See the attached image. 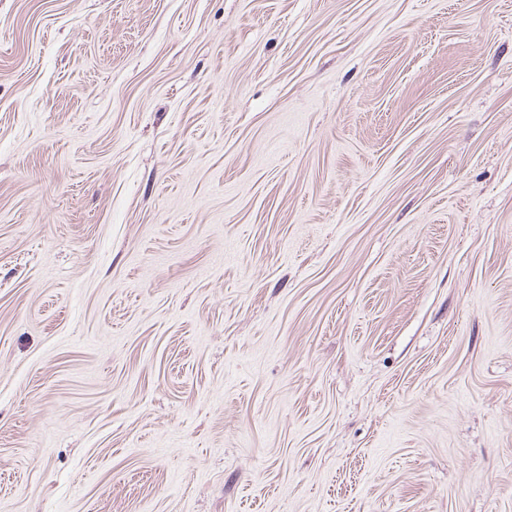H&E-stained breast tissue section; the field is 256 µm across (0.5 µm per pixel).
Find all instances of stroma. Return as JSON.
I'll return each instance as SVG.
<instances>
[{
    "mask_svg": "<svg viewBox=\"0 0 512 512\" xmlns=\"http://www.w3.org/2000/svg\"><path fill=\"white\" fill-rule=\"evenodd\" d=\"M0 512H512V0H0Z\"/></svg>",
    "mask_w": 512,
    "mask_h": 512,
    "instance_id": "stroma-1",
    "label": "stroma"
}]
</instances>
